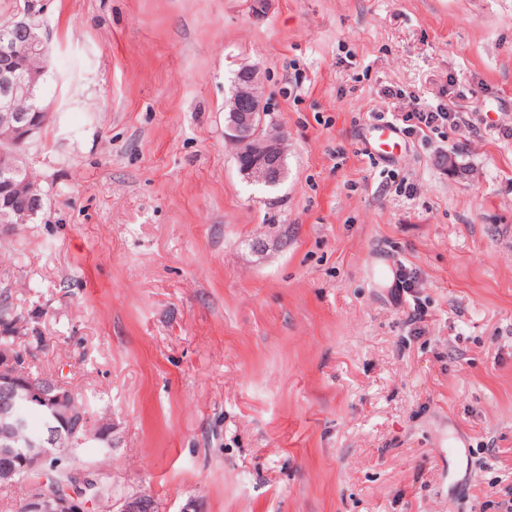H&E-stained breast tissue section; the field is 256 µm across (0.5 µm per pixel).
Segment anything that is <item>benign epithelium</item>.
<instances>
[{
  "label": "benign epithelium",
  "instance_id": "benign-epithelium-1",
  "mask_svg": "<svg viewBox=\"0 0 512 512\" xmlns=\"http://www.w3.org/2000/svg\"><path fill=\"white\" fill-rule=\"evenodd\" d=\"M31 9L13 20L8 35H0V131L10 138L9 148L0 150V223L25 221L42 211L45 193L30 185L21 147L36 138L48 122L50 107L32 95L44 75V69L31 66L37 48L46 45L39 24L31 18ZM30 99L27 110L16 108L18 99ZM224 138L234 147L235 155H245L250 162L241 173L252 183L275 185L282 178L283 135L263 129L261 77L256 66L239 70L235 90L228 104ZM23 199L27 207L20 211L15 201ZM47 408V430L25 439L19 433L26 423L23 409L30 404ZM81 409L73 392L59 383L17 372V357L12 351L0 352V484H12L19 472L42 470L51 448H70L89 440L112 444V431L90 432L88 426L75 423ZM78 491H55L42 479L32 485L20 505L21 512H86L88 472H74ZM116 512H159L158 503L145 495L129 496L120 501Z\"/></svg>",
  "mask_w": 512,
  "mask_h": 512
}]
</instances>
